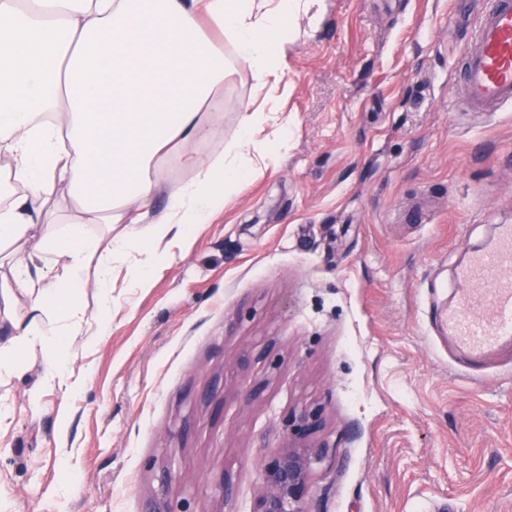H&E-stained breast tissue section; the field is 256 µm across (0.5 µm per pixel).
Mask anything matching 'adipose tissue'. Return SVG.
<instances>
[{
	"label": "adipose tissue",
	"instance_id": "adipose-tissue-1",
	"mask_svg": "<svg viewBox=\"0 0 512 512\" xmlns=\"http://www.w3.org/2000/svg\"><path fill=\"white\" fill-rule=\"evenodd\" d=\"M321 18L322 0H0V182L20 190L0 204V298L26 300L8 317L0 375L25 351L62 378L70 333L47 344L44 319L73 313L84 288L108 291L113 261L142 245L135 285L150 287L164 241L241 190L252 132L270 118L251 103L238 106L234 144L195 159L188 181L165 188L161 162L211 135L238 66L259 86L279 78L289 34ZM61 189L70 205L51 208ZM162 191L166 208L150 212ZM91 224L124 230L104 245L84 236Z\"/></svg>",
	"mask_w": 512,
	"mask_h": 512
}]
</instances>
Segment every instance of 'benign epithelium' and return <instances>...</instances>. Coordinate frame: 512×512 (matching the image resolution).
Segmentation results:
<instances>
[{"label": "benign epithelium", "mask_w": 512, "mask_h": 512, "mask_svg": "<svg viewBox=\"0 0 512 512\" xmlns=\"http://www.w3.org/2000/svg\"><path fill=\"white\" fill-rule=\"evenodd\" d=\"M322 429L317 410L305 408L288 414L280 446L264 455L259 464L260 487L250 512H310V480L327 454L325 446L315 443Z\"/></svg>", "instance_id": "1"}]
</instances>
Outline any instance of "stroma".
<instances>
[{"mask_svg":"<svg viewBox=\"0 0 512 512\" xmlns=\"http://www.w3.org/2000/svg\"><path fill=\"white\" fill-rule=\"evenodd\" d=\"M475 18L471 0H323L279 83L225 82L166 188L228 146L241 100L274 110L252 138L287 135V155L169 245L151 287L114 264L98 342L105 297L83 291L70 394L39 361L0 379L6 512H250L301 408L328 447L311 512H512V344L474 359L435 323L456 267L512 225V107L457 106Z\"/></svg>","mask_w":512,"mask_h":512,"instance_id":"stroma-1","label":"stroma"}]
</instances>
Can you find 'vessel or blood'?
<instances>
[{
    "label": "vessel or blood",
    "instance_id": "obj_1",
    "mask_svg": "<svg viewBox=\"0 0 512 512\" xmlns=\"http://www.w3.org/2000/svg\"><path fill=\"white\" fill-rule=\"evenodd\" d=\"M458 84L465 111L512 106V0H483ZM458 303L440 323L458 347L479 357L512 342V225H500L488 247L457 266Z\"/></svg>",
    "mask_w": 512,
    "mask_h": 512
}]
</instances>
